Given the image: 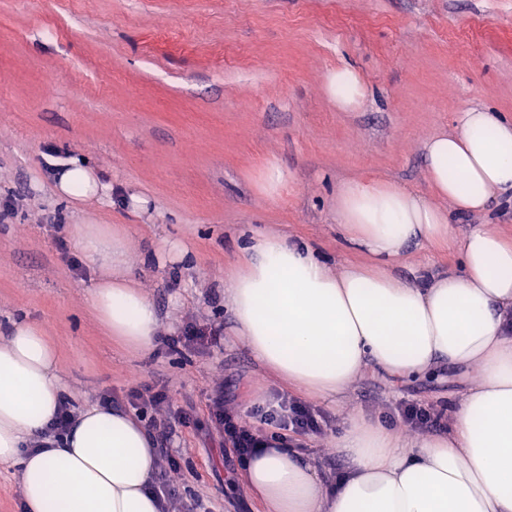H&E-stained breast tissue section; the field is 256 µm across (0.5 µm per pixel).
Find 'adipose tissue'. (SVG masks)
I'll list each match as a JSON object with an SVG mask.
<instances>
[{"mask_svg": "<svg viewBox=\"0 0 512 512\" xmlns=\"http://www.w3.org/2000/svg\"><path fill=\"white\" fill-rule=\"evenodd\" d=\"M328 91L357 107L365 84L336 69ZM434 191L456 212L476 213L493 192L512 196V122L482 109L457 115L453 133L425 145ZM364 264L335 271L303 243L254 237L231 279L233 327L250 356L299 392L334 399L367 368L395 381L444 367H477L480 379L451 407L447 432L407 440L364 417L337 442L346 473L325 487L289 449L253 456L241 481L263 512H512V242L477 226L458 242L461 264L409 282L394 269L410 245L448 240L449 218L394 186H346L337 212ZM110 267L92 293L108 335L151 353L159 317L125 267L126 239L99 225L74 229ZM59 351L35 322L0 341V466L18 471L24 512H160L152 489L154 442L143 423L109 406L77 412L59 447L32 437L63 397Z\"/></svg>", "mask_w": 512, "mask_h": 512, "instance_id": "adipose-tissue-1", "label": "adipose tissue"}]
</instances>
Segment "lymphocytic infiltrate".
Returning <instances> with one entry per match:
<instances>
[{"label": "lymphocytic infiltrate", "instance_id": "obj_1", "mask_svg": "<svg viewBox=\"0 0 512 512\" xmlns=\"http://www.w3.org/2000/svg\"><path fill=\"white\" fill-rule=\"evenodd\" d=\"M223 335V324L208 319L191 320L177 334L163 337L162 351H204L217 345ZM169 392L168 383L148 384L107 392L104 403L123 406L138 417H149L156 440L154 490L161 502L160 512H214L207 493L195 490L184 496L178 491L179 485L197 482L198 474L193 466L185 464L173 446L178 428L185 426L189 418L186 412L174 408ZM208 408L214 434L221 445L234 449L241 464L250 455L268 449L303 447L307 439L325 435L334 425L333 418L321 408L285 391L274 393L265 404L244 412L234 399L225 395L224 386L219 383L208 398ZM387 416L424 433L447 429L449 422L447 407L413 401L391 408Z\"/></svg>", "mask_w": 512, "mask_h": 512}]
</instances>
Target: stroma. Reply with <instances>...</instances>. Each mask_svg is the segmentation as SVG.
<instances>
[{
  "mask_svg": "<svg viewBox=\"0 0 512 512\" xmlns=\"http://www.w3.org/2000/svg\"><path fill=\"white\" fill-rule=\"evenodd\" d=\"M344 66L366 84L351 111L327 90ZM472 106L512 121V0H0V201L27 203L0 223V329L40 323L81 408L168 381L190 414L173 445L217 512H256L233 452L212 453L207 396L223 382L246 411L285 383L233 335L229 274L257 233L307 244L337 270L363 261L337 227L347 183H387L449 211L425 143ZM51 150L106 193L62 194L43 167ZM87 220L125 233L159 334L203 315L223 323L220 344L141 356L108 336L91 312L100 269L71 233ZM480 224L511 239L512 197L452 213L451 243L410 247L398 274L457 265L456 239ZM174 241L189 257L157 265L154 249ZM476 375L446 367L394 382L367 370L341 399H317L335 427L304 456L320 463L351 419H378L382 404L455 402Z\"/></svg>",
  "mask_w": 512,
  "mask_h": 512,
  "instance_id": "1",
  "label": "stroma"
}]
</instances>
